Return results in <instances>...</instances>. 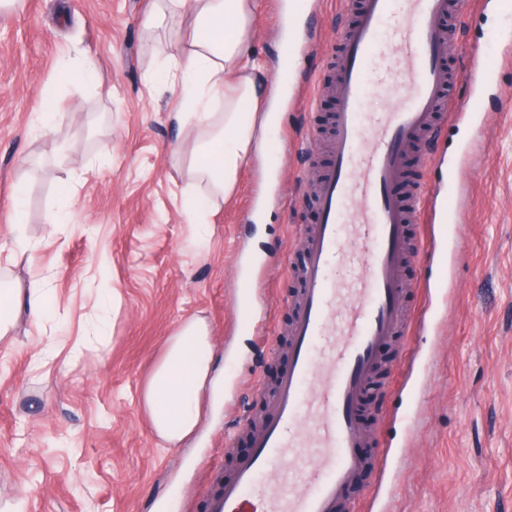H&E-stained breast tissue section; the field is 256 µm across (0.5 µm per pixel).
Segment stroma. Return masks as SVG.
<instances>
[{"label":"stroma","mask_w":512,"mask_h":512,"mask_svg":"<svg viewBox=\"0 0 512 512\" xmlns=\"http://www.w3.org/2000/svg\"><path fill=\"white\" fill-rule=\"evenodd\" d=\"M277 0L253 24L267 82L279 68ZM152 0H22L0 8V273L20 286L42 279L51 310L19 318L0 341V512H206L236 449L250 439L238 415L266 408L286 365L285 334L298 298L278 260H301L316 221L309 195L329 156V92L284 104L262 155L240 170L234 192L209 211L206 237L187 212L190 178L174 149L191 136L172 123L180 88L146 83L169 67L165 30L147 32ZM313 48L299 82L336 72L340 0L303 15ZM462 44L449 57V103L465 90L472 57L493 70L481 129L447 124L433 144L403 149L396 191L438 181V164L462 156L461 232L449 264L451 301L433 336L397 337L381 354L383 383L421 429L396 462L391 512H512V65L501 36L512 9L448 18ZM92 58L111 96L81 65ZM52 106L50 123L37 111ZM314 139L317 150L300 148ZM434 156L437 166L424 165ZM61 223H50L54 214ZM26 227L30 250L16 247ZM259 259L253 307L239 292L241 245ZM206 318L224 388L201 397L202 422L183 445L154 435L141 400L164 345L187 318ZM429 365L421 393L400 391V363Z\"/></svg>","instance_id":"obj_1"}]
</instances>
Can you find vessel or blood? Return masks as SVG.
<instances>
[{
	"label": "vessel or blood",
	"instance_id": "1",
	"mask_svg": "<svg viewBox=\"0 0 512 512\" xmlns=\"http://www.w3.org/2000/svg\"><path fill=\"white\" fill-rule=\"evenodd\" d=\"M355 20L341 42L331 150L334 161L314 195L317 220L307 235L298 271L301 299L288 330L287 369L279 376L263 424L253 431L251 452L223 477L207 512H385L398 473L387 457L362 449L361 402L371 392L380 351L393 336L431 335L434 299L447 278L424 281L413 315L403 311L402 266L445 255L448 237L428 232L410 240L408 227L453 215L457 167L447 187L412 186L393 192L407 140H437L447 121L480 127L483 93L493 72L473 60L463 79L462 104L446 100L445 63L455 44L452 28L438 18L464 17L471 0H342ZM412 60L405 72L385 64L390 54ZM387 89L388 111L371 112L372 88ZM373 481L361 499L347 500L361 473Z\"/></svg>",
	"mask_w": 512,
	"mask_h": 512
}]
</instances>
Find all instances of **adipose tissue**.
Segmentation results:
<instances>
[{"label": "adipose tissue", "instance_id": "adipose-tissue-1", "mask_svg": "<svg viewBox=\"0 0 512 512\" xmlns=\"http://www.w3.org/2000/svg\"><path fill=\"white\" fill-rule=\"evenodd\" d=\"M259 0H154L147 28L172 20L190 23L177 40L173 65L166 72L147 71V82L179 81L189 94L175 113L179 129L196 133L197 142L183 156L197 189L192 210L196 227L205 213L234 190L238 172L271 125L273 104L261 80L262 68L252 56V29ZM48 298L41 281L28 288L0 290V338L8 336L18 314L41 322ZM213 382L210 330L204 319L183 321L166 342L148 377L142 402L153 432L170 445L190 436L199 424V396Z\"/></svg>", "mask_w": 512, "mask_h": 512}]
</instances>
